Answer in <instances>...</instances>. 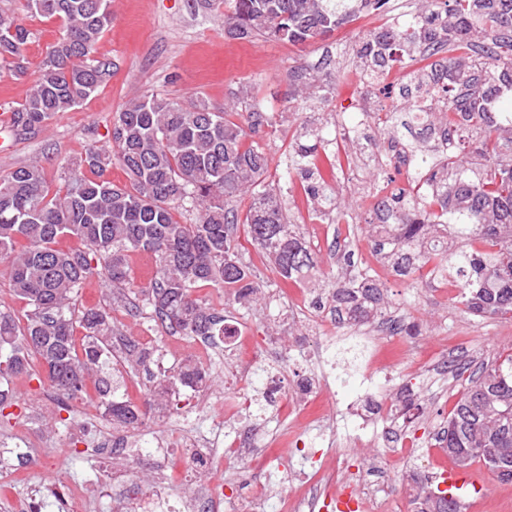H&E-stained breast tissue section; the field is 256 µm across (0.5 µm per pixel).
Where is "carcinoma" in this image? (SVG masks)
I'll return each mask as SVG.
<instances>
[{
    "instance_id": "1",
    "label": "carcinoma",
    "mask_w": 512,
    "mask_h": 512,
    "mask_svg": "<svg viewBox=\"0 0 512 512\" xmlns=\"http://www.w3.org/2000/svg\"><path fill=\"white\" fill-rule=\"evenodd\" d=\"M112 0H24L27 13L63 21L62 33L42 60L23 102L11 109L9 132L23 137L94 94L111 63L95 57L112 23ZM389 0H234L224 15L233 39L257 36L302 44ZM32 32L17 17L0 15V67L16 78L28 72ZM365 87L406 99L403 112H364L335 132L381 126L383 137L351 138L374 178L367 221L370 257L334 250L341 281L330 294L339 325L372 323L388 304L376 269L432 278L460 289L455 302L481 318L512 319V0H429L413 20L373 32L357 50ZM394 62L405 75L377 88L375 75ZM432 80V92L409 88ZM269 117L217 111L203 99L180 102L157 95L130 101L113 118L111 149L92 146L63 165V185L50 191L43 170L22 166L0 177V263L28 310L20 321L0 311V411L12 404L14 379L28 376L37 359L50 387L65 401L93 390L118 428H136L163 404L168 390L151 391L140 411L113 398L124 375L148 369L149 352L133 337L115 344L109 309L76 307L82 285L97 276L122 301L133 289L145 295L152 319L205 342L233 336L224 315L196 292L224 290L227 299L252 304L263 287L255 265L233 236L229 203L247 197L246 234L262 263L293 285L304 284L316 259L299 225L291 223L275 188L263 191L269 158L254 140ZM117 164L126 183L105 172ZM301 175L304 193L320 214L353 231L356 218L329 193L333 169L296 142L284 174ZM191 204L193 224L176 219ZM80 241L63 249V238ZM154 256L155 275L137 284L127 258ZM82 339L76 341V330ZM206 371L187 364L175 379L206 383ZM439 447L461 467L484 465L512 482V354L470 375L469 387L448 414ZM415 512H462L455 496L435 494L413 479Z\"/></svg>"
}]
</instances>
